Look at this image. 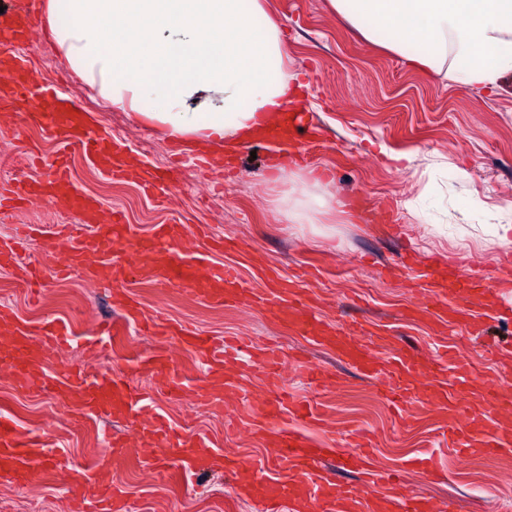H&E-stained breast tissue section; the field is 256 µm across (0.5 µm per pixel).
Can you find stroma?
<instances>
[{
	"label": "stroma",
	"instance_id": "obj_1",
	"mask_svg": "<svg viewBox=\"0 0 512 512\" xmlns=\"http://www.w3.org/2000/svg\"><path fill=\"white\" fill-rule=\"evenodd\" d=\"M266 2L279 22L291 68L308 84L298 109L320 138L302 166L324 171L316 192L341 199L342 212L324 215L319 224L286 223L275 205L281 187L271 177L273 166L292 170L290 158L245 146L233 153V172H205L204 152L177 149L128 113L103 110L37 27L29 54L37 84L63 86L86 108L96 130L125 139L137 160L176 168L168 192L154 194L137 177L108 178L76 150L75 186L96 197L106 212H119L143 236L156 224L207 228L208 238L180 243L185 256L207 251L209 237L233 239L236 249L210 253L213 262L238 265L257 290L265 286L259 276L265 268L295 278L311 296L314 312L340 333L352 334L356 324L369 322L412 348L424 365L447 344L481 368L484 347L512 339V291L499 296L490 311L486 335L473 336L412 313V291L419 282L399 261L407 252L421 264L454 257L462 273L502 274V262L512 251L499 244L492 226L512 221V84L496 94L477 92L421 70L367 45L329 11L326 0ZM33 109L27 101L0 111V157L13 161L16 176L44 179L45 159L62 144L27 123ZM390 150L410 154L407 167L395 168L386 158ZM87 231L76 214L38 199L0 216V242L25 240L16 266L0 268V306L35 328L51 320L69 324L68 341L54 353V371L79 365L93 376H122L146 399L137 410L93 416L75 426L68 408L53 396L19 392L0 373V418L46 444V467L30 483L0 476V512H70L83 492L70 471L93 465L110 437L123 436L131 447H140L135 428L155 418L177 432L207 438L215 453L238 456L245 468L237 476L214 467L174 479L170 473L179 468L178 458L155 448L136 465L94 475L96 486L123 491L124 512H262L260 499L246 490L259 480L293 481L317 494L311 478L273 460L268 434L246 425L247 405L272 391L261 371L229 364L234 384L225 388L222 403L200 405L195 393L206 381L205 366L182 348L178 336H157L135 324L107 352L90 348L101 324L122 315L114 302L116 284L75 270L45 277L41 293L30 291L26 270L40 267L48 248L65 249L70 238ZM126 289L144 318L188 323L216 338L246 336L257 347L276 351L290 368L289 392L319 414L295 424L314 445L343 453L349 433L364 430L372 443L373 472L403 474L406 490L428 498L437 512H499L504 500H512V458L457 460L440 435V412L413 397L404 410L394 409L376 379L358 373L335 352L292 335L251 301L215 306L138 271ZM158 354L180 371L183 392L161 389L160 375L131 372L133 363ZM308 363L327 374L328 382L310 383L301 370ZM429 453L441 463L440 479H427L411 465Z\"/></svg>",
	"mask_w": 512,
	"mask_h": 512
}]
</instances>
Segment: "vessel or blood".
Masks as SVG:
<instances>
[{
	"instance_id": "1",
	"label": "vessel or blood",
	"mask_w": 512,
	"mask_h": 512,
	"mask_svg": "<svg viewBox=\"0 0 512 512\" xmlns=\"http://www.w3.org/2000/svg\"><path fill=\"white\" fill-rule=\"evenodd\" d=\"M33 21L32 10L27 5L11 6L0 13L1 73L22 69L24 57L19 48L29 42ZM81 114V107L73 101L55 98L42 101L40 111L30 113L29 120L63 137L66 150L78 148L110 176H123L124 167L113 150L111 136L90 135L83 126ZM66 150L53 159V174L46 181L19 178L13 190L16 207H23L34 198L61 203L77 211L84 223L94 227L92 234L68 248L65 257L47 254L44 269L56 274L84 269L94 277L121 284L128 279V265L115 259L113 253L116 245H124L140 261L142 270L157 281L180 285L183 291L220 305L252 298L258 307L290 331L335 350L361 372L379 379L392 403L405 402L409 394L414 393L422 403L449 411L451 418L443 428V437L458 448L462 457L474 454L497 457L512 452V430L490 431L488 415H466L460 411L462 402L477 388L484 393L494 412L511 413L512 391L504 389L498 381L479 379L469 363L448 349L438 355L432 368H424L410 349L395 345L385 330L361 328L359 337H366L390 353L389 360L378 363L359 344V337L330 331L291 279L274 277L269 288L254 295L235 265L208 263L200 268L185 262L174 244L192 235L189 225L157 224L150 236L140 237L120 215H113L108 222H99L101 205L95 197L80 194L74 186ZM418 278L422 283L417 291L419 312L451 325L455 324L457 314H474L476 302L497 287L483 271L471 272L467 279L461 280L439 265L421 268ZM177 333L188 348L207 361L206 384L197 393L199 400L211 404L222 401L223 388L231 383L230 376L224 373L223 344L193 327L179 326ZM68 336V328L63 323L48 321L35 331L19 321L12 311L1 309L0 368L6 369L16 390L52 392L77 417L134 410L142 394L128 383L106 376L91 380L78 370L53 372L51 352ZM248 414L271 432L273 459L314 477L321 489L319 495L308 497L300 495L294 483H257L254 490L264 505V512H283L288 502L301 504L304 512H432L423 496L402 490L387 477L381 483L359 489L337 485L333 473L321 467L325 449L313 445L292 426L294 420L310 417L309 405L292 400L287 391L256 400L250 404ZM137 435L153 445L175 449L188 473L204 467L213 455L205 438L172 432L158 419L143 425ZM349 445V451L341 457V468L364 469L366 435L351 433ZM43 446L40 438L24 435L14 426L1 423L0 472L17 482L28 481L43 464ZM130 454L126 442L107 440L105 452L97 459L95 467H111L127 460ZM93 499L94 512H122L124 508L123 494L115 487L97 489Z\"/></svg>"
}]
</instances>
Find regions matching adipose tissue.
<instances>
[{"label": "adipose tissue", "mask_w": 512, "mask_h": 512, "mask_svg": "<svg viewBox=\"0 0 512 512\" xmlns=\"http://www.w3.org/2000/svg\"><path fill=\"white\" fill-rule=\"evenodd\" d=\"M367 42L472 89L512 77V0H328ZM101 102L170 140L235 149L299 99L265 0H39Z\"/></svg>", "instance_id": "adipose-tissue-1"}]
</instances>
